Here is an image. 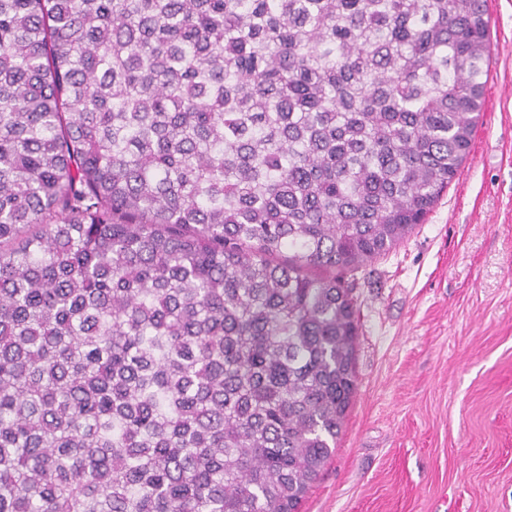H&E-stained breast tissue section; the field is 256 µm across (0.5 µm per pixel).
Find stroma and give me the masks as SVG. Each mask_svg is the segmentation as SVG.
<instances>
[{
    "label": "stroma",
    "mask_w": 512,
    "mask_h": 512,
    "mask_svg": "<svg viewBox=\"0 0 512 512\" xmlns=\"http://www.w3.org/2000/svg\"><path fill=\"white\" fill-rule=\"evenodd\" d=\"M482 121L424 224L352 281L357 390L301 512H512V0Z\"/></svg>",
    "instance_id": "1"
}]
</instances>
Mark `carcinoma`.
Wrapping results in <instances>:
<instances>
[{
  "instance_id": "carcinoma-1",
  "label": "carcinoma",
  "mask_w": 512,
  "mask_h": 512,
  "mask_svg": "<svg viewBox=\"0 0 512 512\" xmlns=\"http://www.w3.org/2000/svg\"><path fill=\"white\" fill-rule=\"evenodd\" d=\"M486 2L0 0V512H298Z\"/></svg>"
}]
</instances>
